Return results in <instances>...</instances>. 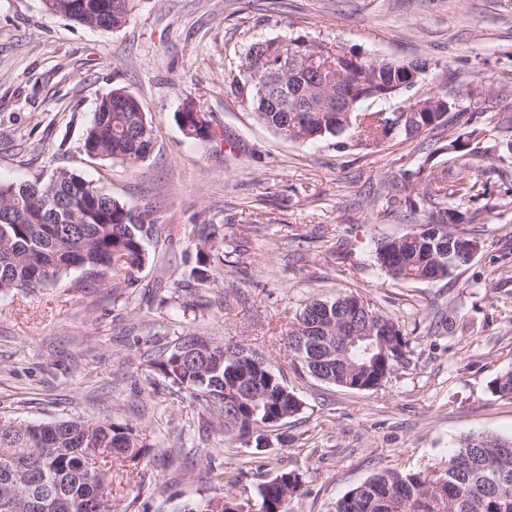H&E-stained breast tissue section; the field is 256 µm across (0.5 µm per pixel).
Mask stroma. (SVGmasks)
<instances>
[{
	"instance_id": "35a3bbf8",
	"label": "stroma",
	"mask_w": 512,
	"mask_h": 512,
	"mask_svg": "<svg viewBox=\"0 0 512 512\" xmlns=\"http://www.w3.org/2000/svg\"><path fill=\"white\" fill-rule=\"evenodd\" d=\"M301 37L336 53L423 59L418 87L455 104L448 125L373 149L283 140L257 123L227 75L255 42ZM132 92L157 130L138 165L81 151L98 100ZM200 101L217 133L188 139L174 114ZM464 135L481 210L463 231L479 244L445 279L395 280L374 262L377 241L422 222L425 187ZM512 0H140L122 29L81 26L43 0H0V182L68 169L159 224L151 262L130 288L65 284L0 294V418L79 417L129 425L147 448L114 473L116 512H177L197 500L209 465L240 470L233 493L254 495L283 467L302 474L292 512H329L383 470L445 463L459 440L512 436V398L492 382L512 369ZM225 250L208 309L177 314L165 300L190 279L201 225ZM353 291L397 320L411 363L380 388L349 391L290 362L281 334L312 296ZM240 343L268 358L304 403L287 445H225L208 414L169 388L147 358L176 333Z\"/></svg>"
}]
</instances>
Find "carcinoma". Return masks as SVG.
<instances>
[{
	"label": "carcinoma",
	"instance_id": "1",
	"mask_svg": "<svg viewBox=\"0 0 512 512\" xmlns=\"http://www.w3.org/2000/svg\"><path fill=\"white\" fill-rule=\"evenodd\" d=\"M44 0L46 10L82 26L119 30L133 17L138 0ZM330 65L320 73L313 66ZM409 65L425 72L419 61L369 58L367 68L348 73L336 55L291 38L284 45L272 38L253 43L230 80V89L249 105L254 119L276 136L289 141L334 140L370 149L393 137L411 139L448 123L438 109L452 110L448 98L431 93L436 105L420 113L416 124L394 127L392 111L375 113L377 121H364L368 113L336 111V92L362 86L367 100L392 98L406 88L400 71ZM303 90L309 107L293 111L292 93ZM178 126L189 128L187 138L211 141L217 137L203 106L185 97L175 112ZM156 145L153 121L138 98L123 88L103 96L85 130L81 150L91 158L120 160L130 165L145 161ZM464 167L449 181H435L425 195L431 210L421 224L406 233L385 238L375 249L376 265L390 277L418 282L427 277H448L467 264L442 256L440 241L462 235L448 223V201L474 197L478 179ZM104 188L67 169H57L22 183L0 182V293L29 291L59 284L73 269L85 280L126 288L136 272L150 262L146 244L159 235L153 212H134ZM215 232L196 243V280L210 279L208 269L219 255L213 251ZM354 296L360 308L348 310L341 297ZM323 308L319 335L324 346L342 349L337 337L350 330L359 339L348 352L333 359L328 369L307 361L299 351L300 337L308 332L305 311ZM291 362L314 378L354 391L380 387L410 363L409 341L394 319L383 315L357 292L340 291L332 298L313 297L288 319L282 333ZM151 364L177 391L185 392L212 418L211 425L224 439L241 441L275 437L285 445L288 437L272 435L274 428L298 415L303 401L289 389L284 377L268 360L244 346L224 344L204 336L180 334L158 352ZM492 390L512 397V370L498 376ZM145 448L133 427L112 422L91 426L81 418L44 423L0 421V512H112L107 489L112 485L116 459L134 461ZM238 477L211 468L206 483L232 487ZM302 476L282 469L260 484L254 499L229 493L223 498L241 512H292L293 499L302 494ZM214 496L205 494L184 504L179 512H216ZM331 512H512V437L477 435L463 438L439 470L378 473L338 499Z\"/></svg>",
	"mask_w": 512,
	"mask_h": 512
}]
</instances>
